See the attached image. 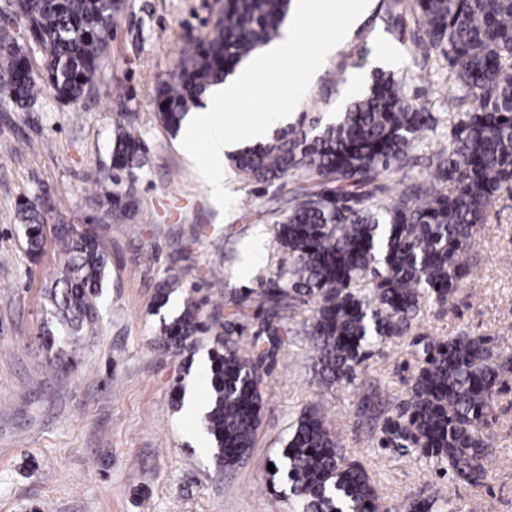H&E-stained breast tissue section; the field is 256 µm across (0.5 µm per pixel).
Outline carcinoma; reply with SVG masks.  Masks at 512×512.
Returning a JSON list of instances; mask_svg holds the SVG:
<instances>
[{"label": "carcinoma", "instance_id": "carcinoma-1", "mask_svg": "<svg viewBox=\"0 0 512 512\" xmlns=\"http://www.w3.org/2000/svg\"><path fill=\"white\" fill-rule=\"evenodd\" d=\"M291 0H224L212 28L179 56L175 73L156 87L158 120L175 134L202 96L239 63L279 36ZM430 46L448 59L457 92L448 98L453 131L429 149V164L448 189L427 182L406 186L389 205H369L382 181L410 164L419 133L432 120L407 98L402 78L380 71L365 91L322 131L282 129L266 142L228 156L248 179L272 183L289 174L312 181L297 193L275 225L277 249L288 258L269 281L292 288L311 305L306 334L316 364L330 384L350 385L387 340L408 333L430 300L443 306L468 276L466 255L492 199L512 185V0H415ZM125 0H8V13L24 28L43 74L24 73L29 59L0 34V101L24 109L43 83L58 100L75 104L98 83L115 17ZM142 146L120 131L112 168L133 172ZM104 197L116 213L135 208L132 195L113 182ZM46 205L20 204L27 248L44 245ZM65 255L60 278L46 288L42 334L56 359L80 346L94 327L96 299L108 260L88 232L56 233ZM369 281L371 287L362 288ZM202 329L199 308L187 300L163 324V342L183 347ZM512 358L500 359L486 337L456 336L425 345L409 379L407 399L384 420L381 445L413 451L451 480L484 485L488 423L495 384ZM210 396L204 416L216 463L236 467L250 452L263 415L257 366L231 348L214 350L206 372ZM341 442L318 412L299 417L281 459L298 512H393L379 501L366 470L340 454ZM399 512H454L439 497L409 496Z\"/></svg>", "mask_w": 512, "mask_h": 512}]
</instances>
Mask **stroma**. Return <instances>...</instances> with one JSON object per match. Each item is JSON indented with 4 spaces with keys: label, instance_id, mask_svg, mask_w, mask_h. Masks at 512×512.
<instances>
[{
    "label": "stroma",
    "instance_id": "35a3bbf8",
    "mask_svg": "<svg viewBox=\"0 0 512 512\" xmlns=\"http://www.w3.org/2000/svg\"><path fill=\"white\" fill-rule=\"evenodd\" d=\"M218 8V0H126L103 76L79 103H61L47 90L24 109L0 104V512H294L284 476L268 465L310 407L339 436L347 460L366 469L383 505L439 487L451 502L479 503V512H512V371L499 379L498 420L485 436L488 478L478 488L439 478L416 453L381 447L382 418L357 411L359 398L372 393L385 416L394 415L429 341L485 336L495 352L512 356V190L497 194L477 225L470 274L452 302L424 305L411 331L375 351L353 384L325 383L303 332L309 306L265 295L279 259L275 223L302 177L255 183L226 171L235 204L222 212L181 135L156 119L158 81L188 39L208 32ZM398 11L394 0H371L294 110L298 123L329 121L349 78L371 74L393 55L385 66L403 76L409 100L432 120L417 163L386 180L388 201L405 184L433 178L427 148L451 133L448 98L456 89L447 60L420 41L418 14L404 13L398 27L390 19ZM120 127L140 140L144 162L122 177L137 203L126 217L100 197L112 183ZM37 195L50 208L43 250L33 257L18 204ZM59 224L91 232L108 259L97 328L70 368L41 334L44 290L64 262ZM167 279L176 288L162 307L157 289ZM189 299L201 308L202 331L186 348L164 345L163 323ZM272 314L288 333L264 359L261 324ZM226 344L257 362L265 402L250 454L230 471L187 441L195 421L172 405L179 384L208 399V357Z\"/></svg>",
    "mask_w": 512,
    "mask_h": 512
}]
</instances>
